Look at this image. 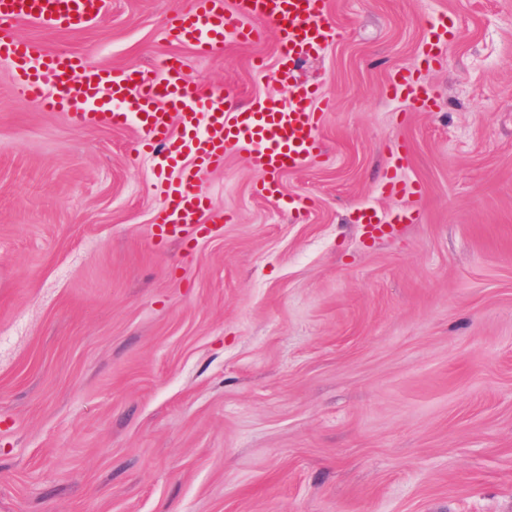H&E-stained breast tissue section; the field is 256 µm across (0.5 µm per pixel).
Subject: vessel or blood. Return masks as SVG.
I'll list each match as a JSON object with an SVG mask.
<instances>
[{
	"label": "vessel or blood",
	"instance_id": "obj_1",
	"mask_svg": "<svg viewBox=\"0 0 512 512\" xmlns=\"http://www.w3.org/2000/svg\"><path fill=\"white\" fill-rule=\"evenodd\" d=\"M107 0H0V61L18 91L44 110L64 112L83 125H112L135 120L145 147L160 164L178 170L170 181L156 222L161 238H186L203 232L209 211L197 172L219 169L230 152L244 148L261 172L258 195L275 197L282 172L301 168L322 156L320 112L313 108L316 88L294 86L290 102L268 97L245 106L226 103L221 92H206L185 70L180 57L163 60L162 77L121 67L89 64L77 53L42 52L17 35L21 21L53 29L75 30L103 14ZM274 30L276 73L288 82L297 62L322 48L330 37L325 0H191L170 18L169 42L190 46L202 58L223 52L227 43L247 45ZM391 92H408L416 107L427 110L431 97L414 72L396 71ZM178 134H170L171 123ZM357 223L372 237L388 224L376 210L363 208Z\"/></svg>",
	"mask_w": 512,
	"mask_h": 512
}]
</instances>
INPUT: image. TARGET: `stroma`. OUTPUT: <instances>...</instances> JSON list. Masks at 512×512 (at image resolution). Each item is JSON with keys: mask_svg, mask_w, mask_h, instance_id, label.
Listing matches in <instances>:
<instances>
[{"mask_svg": "<svg viewBox=\"0 0 512 512\" xmlns=\"http://www.w3.org/2000/svg\"><path fill=\"white\" fill-rule=\"evenodd\" d=\"M182 2L16 31L153 70ZM326 9L342 35L298 71L326 156L280 176L289 209L243 155L201 171L231 219L195 239L155 236L168 172L135 123L41 111L0 62V512H512V0ZM178 52L233 103L289 95L275 35ZM368 207L419 216L369 240ZM389 91L394 93L407 91L408 94L412 95V100L418 109L430 110L431 108L432 101L430 95L421 88L415 73L410 70L402 69L396 71L391 76Z\"/></svg>", "mask_w": 512, "mask_h": 512, "instance_id": "obj_1", "label": "stroma"}]
</instances>
